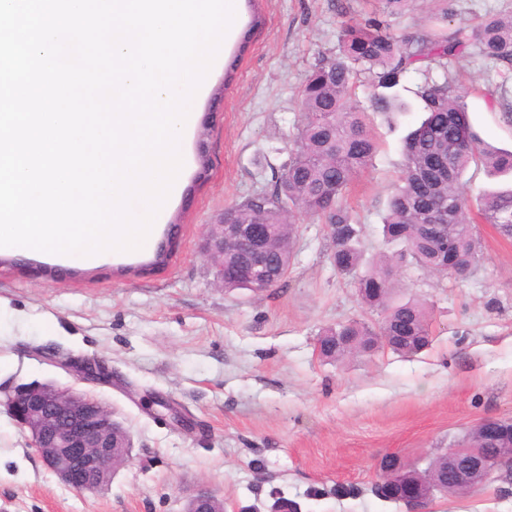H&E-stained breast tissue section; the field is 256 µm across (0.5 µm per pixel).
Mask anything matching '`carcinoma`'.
Returning a JSON list of instances; mask_svg holds the SVG:
<instances>
[{
	"label": "carcinoma",
	"instance_id": "obj_1",
	"mask_svg": "<svg viewBox=\"0 0 512 512\" xmlns=\"http://www.w3.org/2000/svg\"><path fill=\"white\" fill-rule=\"evenodd\" d=\"M474 47L490 61L503 80L512 79V14L488 17L475 25L461 22L454 29L431 30L416 37L396 32L376 18L343 29L338 57L321 60L307 77L298 100L299 122L288 163L271 187L224 208V221L271 224L279 254L270 261L274 279L266 284L226 280L224 290H247L255 295L280 285L294 256L296 224L301 217H318L336 225L330 238V258L336 271L348 275L361 301L380 312L374 326L350 320L348 335L359 347L372 350L389 330L402 335L412 325L413 338L392 347L411 355L429 344V307L416 298L395 296L396 271L406 258L422 268L461 283L474 270L481 243L474 225L490 224L512 239V187L479 192L468 190L463 175L481 163L512 175V152L488 150L472 129L463 95L449 79H427L415 92L419 125L404 139V165L388 200L383 233L399 249L378 259L365 257L362 227L344 197L355 177L377 151L367 115L356 109L352 87L357 72L371 77L376 112H409L412 106L399 89L410 70L443 68L460 51ZM338 329L319 338L324 356L340 361L352 349L336 344Z\"/></svg>",
	"mask_w": 512,
	"mask_h": 512
}]
</instances>
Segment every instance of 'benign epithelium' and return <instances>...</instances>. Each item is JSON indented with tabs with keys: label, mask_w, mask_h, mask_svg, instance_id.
I'll list each match as a JSON object with an SVG mask.
<instances>
[{
	"label": "benign epithelium",
	"mask_w": 512,
	"mask_h": 512,
	"mask_svg": "<svg viewBox=\"0 0 512 512\" xmlns=\"http://www.w3.org/2000/svg\"><path fill=\"white\" fill-rule=\"evenodd\" d=\"M249 262L237 261L240 252ZM277 251V240L269 224H211L204 254L219 280L270 279L268 260ZM5 406L13 419L29 432V445L45 466L67 487L88 492L103 487L116 469L131 458L133 442L112 409L95 395L53 383L29 384L7 396ZM504 420L487 418L478 423L480 437L498 440ZM452 478L445 486H426L408 472L416 464L387 456L380 464L375 491L379 497L406 505L408 512H427V505L441 494H462L481 488L512 473V455L487 456L477 450L448 451Z\"/></svg>",
	"instance_id": "benign-epithelium-1"
}]
</instances>
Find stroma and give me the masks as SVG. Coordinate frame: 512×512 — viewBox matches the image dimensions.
<instances>
[{
    "instance_id": "35a3bbf8",
    "label": "stroma",
    "mask_w": 512,
    "mask_h": 512,
    "mask_svg": "<svg viewBox=\"0 0 512 512\" xmlns=\"http://www.w3.org/2000/svg\"><path fill=\"white\" fill-rule=\"evenodd\" d=\"M261 9L257 26L247 0L238 2L194 102L181 188L156 220L153 248L77 265L26 251L0 265V401L34 383L88 388L134 442L108 486L79 493L44 466L0 404V512H186L204 487L225 512H407L373 492L383 457L423 468L481 420L512 418V240L491 225L476 227L482 254L463 283L404 262L398 297L430 307L431 342L414 355L316 356L323 329L379 319L331 264L320 220L300 221L288 276L274 290L227 292L215 280L200 251L208 224L281 173L309 71L339 55L345 25L380 16L382 5L262 0ZM510 11L512 0H409L392 25L413 34L441 12L452 28ZM429 77L451 78L482 139L512 150V81L501 82L475 48L447 70L411 72L401 96L415 102ZM353 92L378 141L346 199L371 257L383 249L402 140L421 114L371 111L363 72ZM63 359L99 363L110 376L86 385ZM429 512H512V485L438 497Z\"/></svg>"
}]
</instances>
